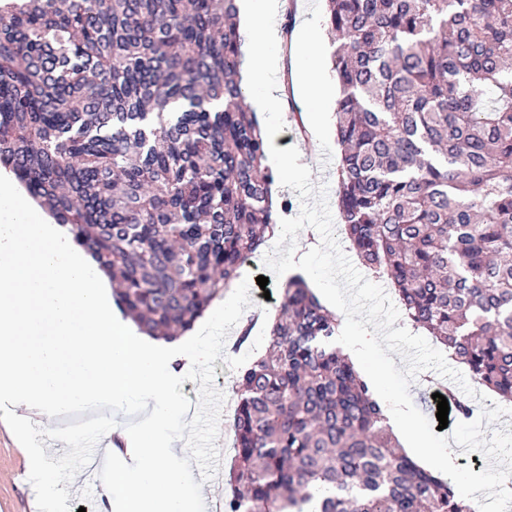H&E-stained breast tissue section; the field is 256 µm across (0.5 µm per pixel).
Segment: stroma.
I'll use <instances>...</instances> for the list:
<instances>
[{
    "label": "stroma",
    "instance_id": "stroma-1",
    "mask_svg": "<svg viewBox=\"0 0 512 512\" xmlns=\"http://www.w3.org/2000/svg\"><path fill=\"white\" fill-rule=\"evenodd\" d=\"M300 8L294 17V29L302 33L306 44H317L323 52V82L325 93L315 102L307 98H291L283 108L284 128L274 138L277 148L296 147L300 162L311 170L314 187L325 188L328 204L337 198L336 173L325 170L322 158L337 162L338 149L335 139V102L339 85L332 70L331 58L336 48L326 26L322 0H290ZM512 421V405L503 406L496 398L482 401L481 408L466 421L449 419L443 434L451 447L464 452L482 454L481 466L456 462L450 477L456 488H463L475 481L487 482L502 466L512 464V431L503 427ZM29 456L16 440L8 425L0 422V512H37L33 486L28 480Z\"/></svg>",
    "mask_w": 512,
    "mask_h": 512
}]
</instances>
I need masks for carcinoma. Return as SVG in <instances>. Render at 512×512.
I'll list each match as a JSON object with an SVG mask.
<instances>
[{
    "label": "carcinoma",
    "mask_w": 512,
    "mask_h": 512,
    "mask_svg": "<svg viewBox=\"0 0 512 512\" xmlns=\"http://www.w3.org/2000/svg\"><path fill=\"white\" fill-rule=\"evenodd\" d=\"M338 211L362 263L512 401V0H325ZM236 0H0V167L139 329L189 331L278 228ZM234 378L224 512H473L393 440L295 276ZM454 418L471 403L444 389Z\"/></svg>",
    "instance_id": "obj_1"
}]
</instances>
